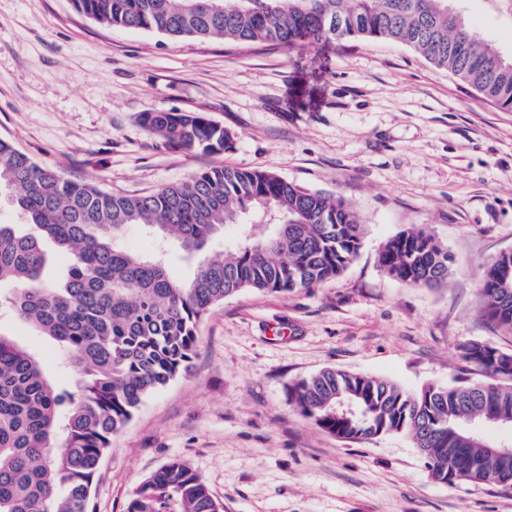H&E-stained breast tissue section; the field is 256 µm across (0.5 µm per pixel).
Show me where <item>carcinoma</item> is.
<instances>
[{
    "label": "carcinoma",
    "instance_id": "cac0c4a2",
    "mask_svg": "<svg viewBox=\"0 0 512 512\" xmlns=\"http://www.w3.org/2000/svg\"><path fill=\"white\" fill-rule=\"evenodd\" d=\"M109 28L171 40L224 37L284 49L380 39L406 45L512 112V55L480 38L455 0H72ZM142 125L174 149L218 154L233 145L223 126L196 112H144ZM22 224H0V304L52 340L75 370L60 386L28 347L0 333V512H88L98 466L146 397L184 371L200 319L243 289L283 293L342 275L363 228L340 197L274 173L213 167L149 195L105 192L65 179L0 139V195ZM197 259L193 278L172 277L163 254L132 250L128 229ZM224 238V250L207 256ZM65 257L55 279L46 243ZM381 269L411 286L439 288L451 271L447 247L422 229L392 237ZM512 252L480 272L485 313L512 331ZM486 380L418 392L376 376L324 369L299 382L295 400L320 428L344 440L408 436L428 472L454 467L463 481L496 483L473 466L490 444L464 426L473 415L512 419V353L460 345ZM127 512H223L198 474L169 461L132 495Z\"/></svg>",
    "mask_w": 512,
    "mask_h": 512
}]
</instances>
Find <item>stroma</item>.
<instances>
[{
  "label": "stroma",
  "mask_w": 512,
  "mask_h": 512,
  "mask_svg": "<svg viewBox=\"0 0 512 512\" xmlns=\"http://www.w3.org/2000/svg\"><path fill=\"white\" fill-rule=\"evenodd\" d=\"M461 6L512 53L511 18L491 0ZM144 112L201 113L234 145L173 150L142 127ZM0 138L110 193L148 194L216 166L265 170L341 196L363 227L337 279L243 290L200 321L189 371L113 436L89 512H125L175 458L224 512H512V489L439 484L408 437L346 441L293 400L294 385L325 368L418 390L482 380L462 343L512 352L479 282L512 249V112L386 40L290 50L173 41L104 27L72 0H0ZM410 227L453 256L446 285L407 286L380 270V248Z\"/></svg>",
  "instance_id": "stroma-1"
}]
</instances>
